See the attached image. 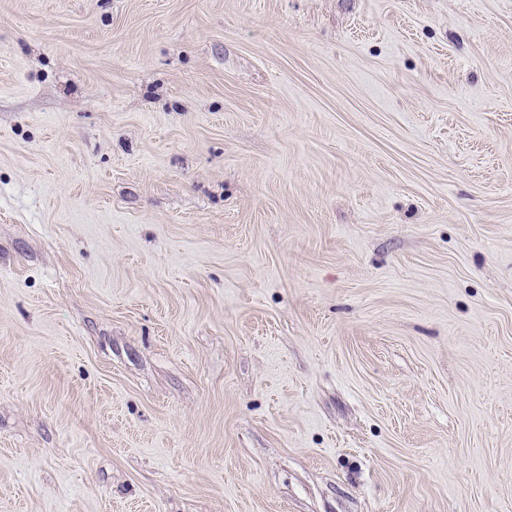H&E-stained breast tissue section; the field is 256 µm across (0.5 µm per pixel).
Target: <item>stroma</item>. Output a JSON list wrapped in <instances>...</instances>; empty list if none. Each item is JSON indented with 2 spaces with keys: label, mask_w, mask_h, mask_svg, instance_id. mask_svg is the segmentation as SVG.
<instances>
[{
  "label": "stroma",
  "mask_w": 512,
  "mask_h": 512,
  "mask_svg": "<svg viewBox=\"0 0 512 512\" xmlns=\"http://www.w3.org/2000/svg\"><path fill=\"white\" fill-rule=\"evenodd\" d=\"M0 512H512V0H0Z\"/></svg>",
  "instance_id": "1"
}]
</instances>
